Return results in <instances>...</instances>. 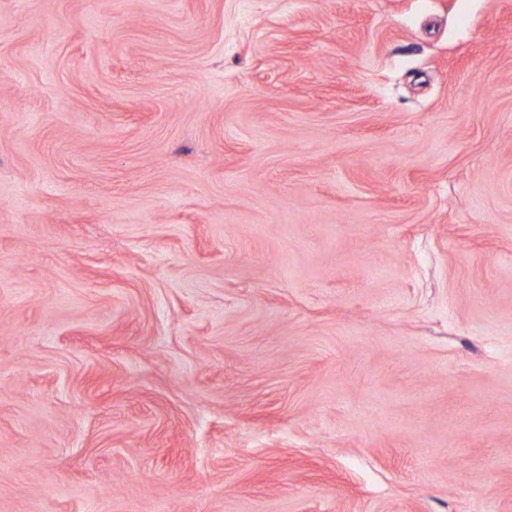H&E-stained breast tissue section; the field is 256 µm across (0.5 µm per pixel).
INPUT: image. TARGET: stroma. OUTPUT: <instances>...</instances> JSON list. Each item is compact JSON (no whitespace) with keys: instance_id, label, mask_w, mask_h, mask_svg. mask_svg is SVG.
Segmentation results:
<instances>
[{"instance_id":"1","label":"stroma","mask_w":512,"mask_h":512,"mask_svg":"<svg viewBox=\"0 0 512 512\" xmlns=\"http://www.w3.org/2000/svg\"><path fill=\"white\" fill-rule=\"evenodd\" d=\"M0 512H512V0H0Z\"/></svg>"}]
</instances>
